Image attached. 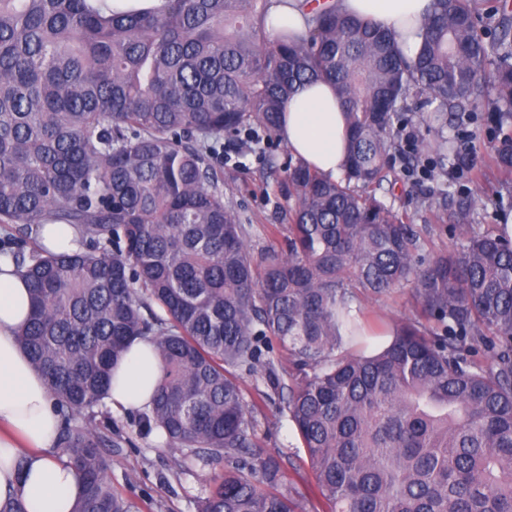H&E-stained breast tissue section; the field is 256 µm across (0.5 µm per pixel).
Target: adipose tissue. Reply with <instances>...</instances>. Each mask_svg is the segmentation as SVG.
<instances>
[{
  "label": "adipose tissue",
  "instance_id": "ef3b65f1",
  "mask_svg": "<svg viewBox=\"0 0 512 512\" xmlns=\"http://www.w3.org/2000/svg\"><path fill=\"white\" fill-rule=\"evenodd\" d=\"M342 12L391 30L408 55L432 0H336ZM313 14L305 0H269L266 28L273 37L307 38ZM289 152L320 175L338 178L349 140L344 108L330 82L318 79L290 95L279 126ZM31 315L24 278L0 259V503L19 498L27 512H73L82 484L66 457L52 455L60 418L43 376L33 368L17 332ZM161 378L151 343H131L110 381L107 403L120 412L150 407Z\"/></svg>",
  "mask_w": 512,
  "mask_h": 512
}]
</instances>
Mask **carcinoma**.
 Returning <instances> with one entry per match:
<instances>
[{
	"label": "carcinoma",
	"mask_w": 512,
	"mask_h": 512,
	"mask_svg": "<svg viewBox=\"0 0 512 512\" xmlns=\"http://www.w3.org/2000/svg\"><path fill=\"white\" fill-rule=\"evenodd\" d=\"M309 38L266 29L267 0H0V224H71L86 251H5L29 286L19 342L60 409L83 483L75 512H138L112 488L118 444L95 414L136 339L162 369L141 415L216 474L199 512H300L281 459L260 452L241 371L297 368L284 410L329 512H512V238L475 228L471 195L439 219L456 248L422 250L377 193L390 151L433 178L471 168L448 114L490 95L495 163L512 175V13L506 0H434L413 58L372 21L315 4ZM330 81L350 132L343 176L288 158L282 247L254 261L210 163L221 139L277 130L287 97ZM427 112L437 139L399 144ZM409 284L426 323L371 328L362 299ZM392 342L365 354L370 332Z\"/></svg>",
	"instance_id": "obj_1"
}]
</instances>
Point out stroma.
<instances>
[{"instance_id":"obj_1","label":"stroma","mask_w":512,"mask_h":512,"mask_svg":"<svg viewBox=\"0 0 512 512\" xmlns=\"http://www.w3.org/2000/svg\"><path fill=\"white\" fill-rule=\"evenodd\" d=\"M488 107L479 106L467 112L458 122V144L473 152L479 166L476 183L466 177L454 176L455 184H471L484 209L480 228L497 225L498 207L495 194L503 180L493 162L495 133L488 119ZM225 156L216 159L222 170L224 194L228 197L249 231L248 243L253 252L282 241L288 234L286 213L292 204L283 186L287 174L283 163L288 147L278 134L264 135L260 152H234L225 144ZM443 185L407 175L402 159L394 161L393 182L385 192L386 202L406 212L417 224L427 250H452L454 240L448 227L438 219L444 208ZM366 313L388 323L420 320L421 311L411 287L393 290L382 297H369L363 302ZM240 383L246 400L259 393L271 395L272 401L256 415L257 437L264 453L279 456L285 472L298 490L303 512H328L325 502L312 493L315 475L293 423L282 413V396L269 381L242 373ZM92 424L112 439L119 441L108 457V477L113 488L134 502L140 512H197L214 473L222 471L223 463L205 457L184 456L181 449L171 447L160 433H144L140 415L120 413L110 405H102Z\"/></svg>"}]
</instances>
